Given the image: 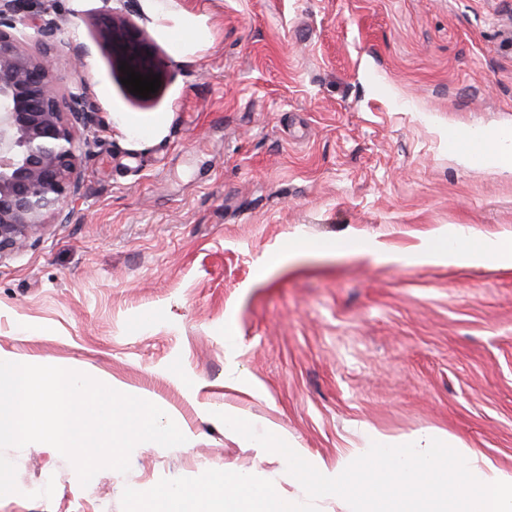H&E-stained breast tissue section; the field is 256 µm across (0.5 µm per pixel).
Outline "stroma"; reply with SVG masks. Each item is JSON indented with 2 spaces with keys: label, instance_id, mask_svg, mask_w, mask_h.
<instances>
[{
  "label": "stroma",
  "instance_id": "35a3bbf8",
  "mask_svg": "<svg viewBox=\"0 0 512 512\" xmlns=\"http://www.w3.org/2000/svg\"><path fill=\"white\" fill-rule=\"evenodd\" d=\"M50 2L90 48L56 53L55 81L101 110L68 222L0 258V354L79 367L193 444L134 449L85 487L55 449H6L0 512H122L125 488L209 469L294 493L221 412L313 464L375 430L512 473V268L423 259L452 228L512 237V173L448 147L512 137V0H128L162 68L148 98L121 82L100 0Z\"/></svg>",
  "mask_w": 512,
  "mask_h": 512
}]
</instances>
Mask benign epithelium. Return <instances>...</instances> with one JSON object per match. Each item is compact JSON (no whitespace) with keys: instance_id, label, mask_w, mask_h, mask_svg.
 <instances>
[{"instance_id":"7a95c632","label":"benign epithelium","mask_w":512,"mask_h":512,"mask_svg":"<svg viewBox=\"0 0 512 512\" xmlns=\"http://www.w3.org/2000/svg\"><path fill=\"white\" fill-rule=\"evenodd\" d=\"M101 37L118 47L126 66L143 76L160 74L139 30L102 0ZM61 25L49 6L32 13L29 0H0V257L25 245L49 223L67 221L66 205L78 195L82 144L99 111L90 86L79 81L66 90L53 82V57ZM44 47L23 50L26 43Z\"/></svg>"}]
</instances>
